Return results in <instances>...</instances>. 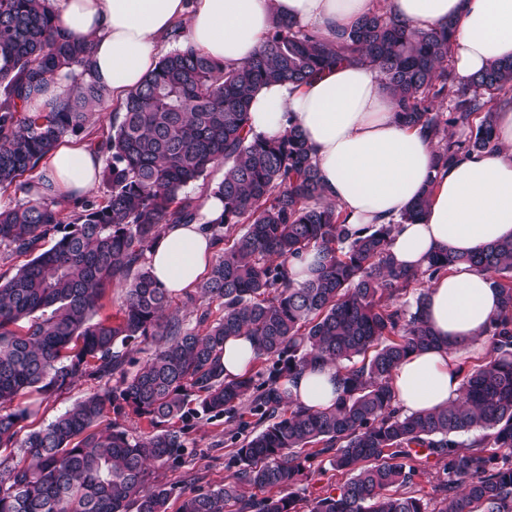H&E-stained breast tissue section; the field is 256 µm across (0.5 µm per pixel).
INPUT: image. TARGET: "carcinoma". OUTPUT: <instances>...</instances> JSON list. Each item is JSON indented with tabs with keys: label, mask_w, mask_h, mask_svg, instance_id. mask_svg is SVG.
<instances>
[{
	"label": "carcinoma",
	"mask_w": 512,
	"mask_h": 512,
	"mask_svg": "<svg viewBox=\"0 0 512 512\" xmlns=\"http://www.w3.org/2000/svg\"><path fill=\"white\" fill-rule=\"evenodd\" d=\"M55 2L0 0V189L26 195L0 211V448L27 455L23 465L0 456V512H168L172 488L152 481V468L180 456L184 429L201 413L250 414L258 429L234 450L232 479L184 496L178 512H512V240L467 257L438 253L424 271H406L390 251L392 226L353 229L324 199L296 128L251 137L248 116L261 85H301L358 60L378 71L401 121L428 130L434 167L446 169L498 149L490 103L512 102V59L462 81L448 66L453 21L415 31L379 8L331 38L277 19L236 66L176 48L99 136L103 195L70 208L32 197L38 171L60 138L89 129L108 94L76 73L90 42L60 35ZM56 79L67 82L65 97L30 110ZM445 98L447 117L432 108ZM218 166L212 194L224 211L209 231L219 243L242 229L183 294L192 324L168 314L172 295L148 254L168 225L194 221L198 198L185 188ZM430 195L403 219L416 222ZM311 249L318 266L296 284L290 261ZM15 256L29 261L12 273ZM457 262L489 274L505 314L489 323L488 352L463 374L455 401L404 414L392 373L437 343L422 319L425 284ZM111 286L120 290L115 319L100 316ZM243 334L268 365L226 378L224 342ZM150 337L157 347L133 368L129 346ZM324 364L338 368L336 404L299 405L286 380ZM80 378L94 391L18 440L25 398L59 396ZM131 415L149 430L132 433L122 422ZM471 431L480 437L459 440ZM324 455L347 479L298 496L293 487ZM428 467L436 476L426 500L414 486ZM244 485L277 494L247 498Z\"/></svg>",
	"instance_id": "obj_1"
}]
</instances>
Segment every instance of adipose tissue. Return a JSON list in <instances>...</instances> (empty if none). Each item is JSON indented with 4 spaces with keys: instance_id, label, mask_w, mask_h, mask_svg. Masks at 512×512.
Returning a JSON list of instances; mask_svg holds the SVG:
<instances>
[{
    "instance_id": "ef3b65f1",
    "label": "adipose tissue",
    "mask_w": 512,
    "mask_h": 512,
    "mask_svg": "<svg viewBox=\"0 0 512 512\" xmlns=\"http://www.w3.org/2000/svg\"><path fill=\"white\" fill-rule=\"evenodd\" d=\"M380 3L415 30L454 20L452 60L459 77L512 58V0H58V24L71 39L90 40L92 80L121 101L158 62V49L176 24L185 45L226 65L251 59L273 18L313 27L325 35L350 27ZM252 133L280 136L297 127L311 148L327 200L347 224L393 225L391 252L398 265L422 270L438 251L466 255L512 240V105L496 115L499 149L472 153L450 167L433 168L435 143L421 127L405 126L378 72L344 62L296 86L270 83L253 96ZM103 158L87 144H59L35 188L47 197L90 193ZM432 189L420 221L402 214ZM221 200L203 196L197 221L168 226L149 254L155 279L170 294L193 288L214 253L202 226L220 216ZM502 298L486 272L466 263L427 285L423 319L439 346L413 353L395 370L392 388L403 413L447 406L461 383L460 356L500 313ZM294 399L325 408L338 396L329 365L290 382Z\"/></svg>"
}]
</instances>
